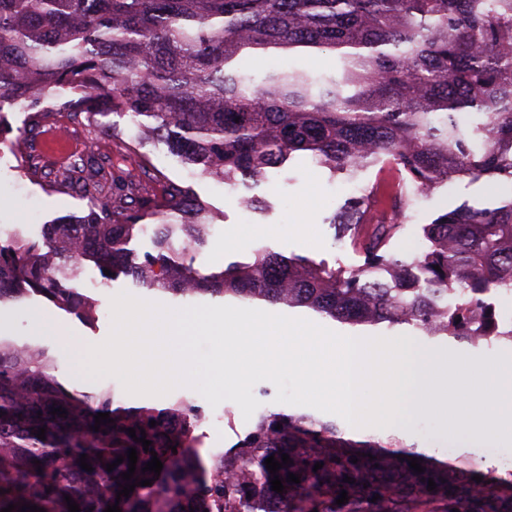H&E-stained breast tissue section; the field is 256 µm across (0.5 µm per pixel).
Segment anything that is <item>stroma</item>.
I'll return each mask as SVG.
<instances>
[{
    "mask_svg": "<svg viewBox=\"0 0 512 512\" xmlns=\"http://www.w3.org/2000/svg\"><path fill=\"white\" fill-rule=\"evenodd\" d=\"M238 66L241 72L258 78L286 67L305 68L328 76L336 71V61L329 55L261 59L246 56L240 59ZM57 132L66 136L63 155L59 158L53 154V135ZM39 149L43 155L42 169L46 172L69 165L75 154L83 159L90 156L105 157L135 186L138 195L160 193L166 181L191 188L198 199L221 217L220 224L212 229L209 249L197 259L198 264L208 268H219L231 261L248 260L254 250L260 247L270 248L286 256L296 254L322 260L332 266H362V252L353 248L349 240L340 238L331 219L354 196L356 188L370 187L384 174L381 165L377 164L361 172L354 181L342 175L333 178L317 165L309 153L299 152L289 165L270 170L264 179L257 182L247 179L237 186L229 187L185 167L178 156L171 154L163 143L152 138L143 139L140 144V151L149 162L148 169H141L137 164L124 161L110 141L93 138L87 127L70 122L62 114L50 118L49 131L41 136ZM250 197L259 199L261 208L243 206V199ZM509 197H512L511 182L488 179L472 182L465 178H452L424 193L409 190L403 210V224L390 242V251L399 258L419 253L426 244L425 225L462 203L482 204ZM86 208V198L71 186L59 183L49 188L44 179L26 174L9 143H0L1 240L18 234L31 241H40L44 224L81 213ZM305 209L309 210L310 217L302 225L298 222V216ZM294 223L299 224V231H291L290 226ZM239 224L255 225L254 235L240 247L225 248V235ZM79 290L83 293L92 292L100 303L98 317L93 323L82 322L75 315L57 309L41 297L21 306H0V336L45 347L57 359L55 376L60 381L65 380L67 373L63 340L36 326L32 320L33 311L53 315L62 323L77 326L86 343L100 344L108 339L111 332V301L115 295L125 291L147 301L157 298L156 293L136 285L131 278L125 276L107 281L104 288L96 291L90 290L88 284L83 282ZM105 387L112 390L113 410L122 413L142 409L161 411L180 396L194 398L206 415L205 420L197 425L194 434L198 453L207 465L211 464L214 451H228L240 438L253 431L262 412L298 414L302 411L301 406L276 402L277 389L269 381L258 382L253 388V394L260 403L258 413L244 417L236 403L226 401L222 404L226 415L220 424L212 421L214 409L206 399L197 395L194 389L183 386L174 388L157 400L131 397L113 377L101 378L86 387L77 386L76 391L90 394ZM339 427L343 438L347 440L397 441L404 447L436 454L443 461H451L463 455L483 470L498 469L503 461H512V446L465 450L441 440L436 418L429 411L415 418L401 433L385 428L360 430L344 421L340 422Z\"/></svg>",
    "mask_w": 512,
    "mask_h": 512,
    "instance_id": "1",
    "label": "stroma"
}]
</instances>
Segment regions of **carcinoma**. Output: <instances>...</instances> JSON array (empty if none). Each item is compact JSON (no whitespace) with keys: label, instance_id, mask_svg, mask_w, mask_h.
<instances>
[{"label":"carcinoma","instance_id":"cac0c4a2","mask_svg":"<svg viewBox=\"0 0 512 512\" xmlns=\"http://www.w3.org/2000/svg\"><path fill=\"white\" fill-rule=\"evenodd\" d=\"M300 48L334 52L336 74L285 70L257 82L236 67L242 54ZM16 106L28 113L17 137L29 174L38 171L33 142L64 112L142 168L138 143L119 139L112 117L130 118L184 164L228 185L262 180L296 152L351 181L387 163L398 182L382 187L384 200L382 188L365 190L333 220L365 255L360 268L264 247L251 261L207 270L196 260L217 215L191 189L169 183L147 199L119 175L84 177L70 165L57 178L90 199L88 210L44 225L41 245L0 240V304L36 295L91 322L98 300L71 283L94 268L178 300L263 301L352 327L408 325L473 347L512 343L492 302L512 286V197L440 215L414 257L386 250L402 224L405 182L431 190L453 177L512 181V0H0V134L5 110ZM147 231L153 252L140 259L129 244ZM55 364L47 350L0 336V510L69 512L68 494L80 512L115 503L121 512H226L224 474L207 472L195 447L191 429L204 412L193 399L118 414L112 389L71 392ZM106 412L113 422L91 430ZM129 428L152 444L134 441ZM339 442L335 423L267 412L227 455L264 492L274 479L266 458L289 455L277 472L286 512H512V471L485 473L393 442ZM131 447L134 477L152 485L118 501ZM153 451L158 477L142 471ZM83 454L93 471L81 468ZM412 458L424 472L410 468ZM290 473L300 483L287 481ZM343 490L348 502L338 505Z\"/></svg>","mask_w":512,"mask_h":512}]
</instances>
